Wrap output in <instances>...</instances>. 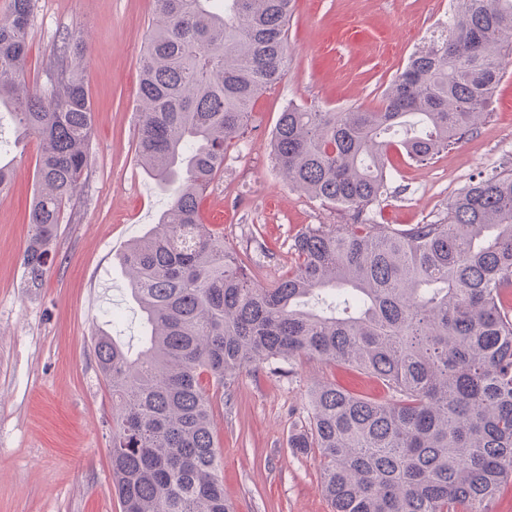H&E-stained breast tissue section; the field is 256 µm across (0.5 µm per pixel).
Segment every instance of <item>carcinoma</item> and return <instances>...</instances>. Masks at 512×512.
I'll use <instances>...</instances> for the list:
<instances>
[{"mask_svg":"<svg viewBox=\"0 0 512 512\" xmlns=\"http://www.w3.org/2000/svg\"><path fill=\"white\" fill-rule=\"evenodd\" d=\"M460 2L448 35L410 57L381 108L282 109L274 165L351 221L295 235L288 275L260 287L201 222V204L253 101L286 74L292 0H153L137 149L169 204L120 256L141 347L105 333L95 345L117 410L121 512H231L210 388L228 396L244 368L303 358L385 391L374 400L325 382L310 394L291 448L318 455L332 512H491L512 481V173L464 187L437 221L366 218L384 202L390 148L427 165L473 135L512 63L501 45L512 0ZM34 6L0 5V114L41 145L22 255L38 288L90 165L92 108L78 34L56 41L46 85L27 86Z\"/></svg>","mask_w":512,"mask_h":512,"instance_id":"obj_1","label":"carcinoma"}]
</instances>
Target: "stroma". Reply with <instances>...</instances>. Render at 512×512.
<instances>
[{"label": "stroma", "mask_w": 512, "mask_h": 512, "mask_svg": "<svg viewBox=\"0 0 512 512\" xmlns=\"http://www.w3.org/2000/svg\"><path fill=\"white\" fill-rule=\"evenodd\" d=\"M152 8V0H35L28 82L44 86L57 35L78 32L87 46L81 68L94 124L80 200L63 209L51 267L36 289L27 285L21 256L41 146L0 125V152L13 160L10 185L0 191V512H120L111 473L112 388L95 343L99 331L112 329L109 308L124 316V339L136 340L139 320L120 256L168 204L137 152L139 71ZM452 9L451 0H293L287 72L256 102L202 206L225 244L249 254L257 283L287 274L297 232L350 219L293 188L275 168L270 142L283 107L381 108L413 53L446 35ZM387 168L384 216L400 225L445 217L469 183L512 171V68L473 136L424 167L391 153ZM331 380L380 395L367 376L304 360L289 374L265 364L244 369L231 403L215 400L233 512H331L314 455L288 446L305 424L311 386Z\"/></svg>", "instance_id": "1"}]
</instances>
